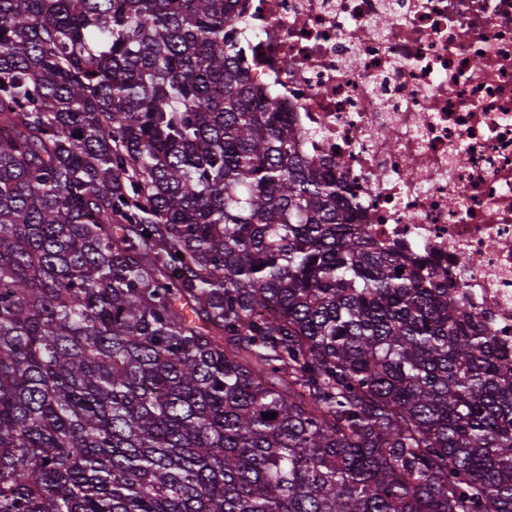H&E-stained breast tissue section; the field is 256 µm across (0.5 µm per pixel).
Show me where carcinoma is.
I'll list each match as a JSON object with an SVG mask.
<instances>
[{
    "label": "carcinoma",
    "instance_id": "carcinoma-1",
    "mask_svg": "<svg viewBox=\"0 0 512 512\" xmlns=\"http://www.w3.org/2000/svg\"><path fill=\"white\" fill-rule=\"evenodd\" d=\"M237 4L0 0V512H512V350L295 152Z\"/></svg>",
    "mask_w": 512,
    "mask_h": 512
}]
</instances>
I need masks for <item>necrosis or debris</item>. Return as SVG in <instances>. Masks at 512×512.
Segmentation results:
<instances>
[{
  "instance_id": "4bbe7bcc",
  "label": "necrosis or debris",
  "mask_w": 512,
  "mask_h": 512,
  "mask_svg": "<svg viewBox=\"0 0 512 512\" xmlns=\"http://www.w3.org/2000/svg\"><path fill=\"white\" fill-rule=\"evenodd\" d=\"M231 28L357 223L512 347V0H240Z\"/></svg>"
}]
</instances>
